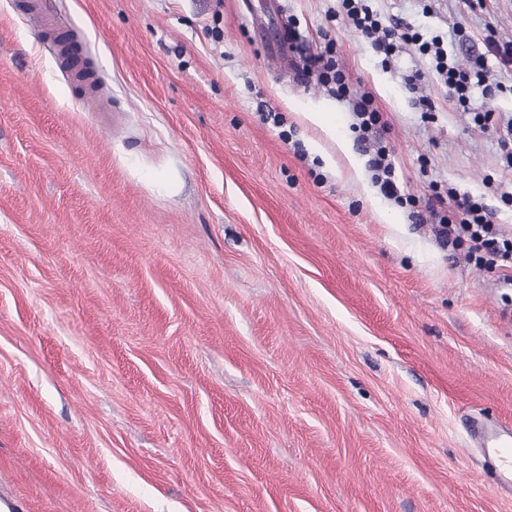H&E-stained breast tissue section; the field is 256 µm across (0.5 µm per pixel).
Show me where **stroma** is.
<instances>
[{
  "instance_id": "obj_1",
  "label": "stroma",
  "mask_w": 512,
  "mask_h": 512,
  "mask_svg": "<svg viewBox=\"0 0 512 512\" xmlns=\"http://www.w3.org/2000/svg\"><path fill=\"white\" fill-rule=\"evenodd\" d=\"M266 2L41 0L71 23L46 29L0 0V501L512 512L467 432L474 416L512 430V267L443 244L429 188L480 199L512 234L497 190L512 170L474 121L512 119V71L461 107L416 47L382 66L339 0H281L276 18ZM372 6L462 63L487 33L512 41V0ZM71 36L91 43L110 111L61 71ZM329 38L419 209L373 185L350 104L310 73Z\"/></svg>"
}]
</instances>
